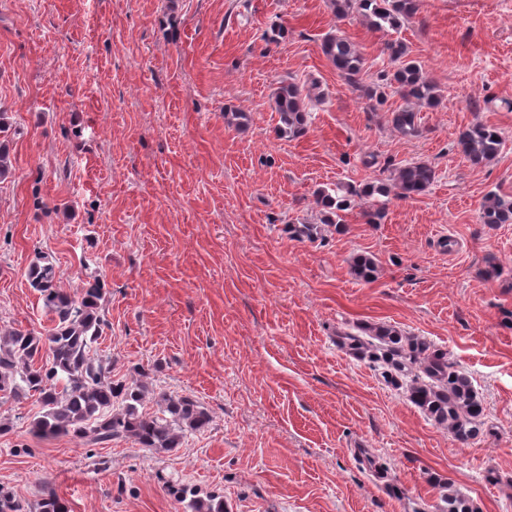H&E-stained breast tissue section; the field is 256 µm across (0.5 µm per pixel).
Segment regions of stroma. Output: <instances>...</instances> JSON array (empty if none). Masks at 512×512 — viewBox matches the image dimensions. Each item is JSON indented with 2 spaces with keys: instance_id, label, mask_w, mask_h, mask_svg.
<instances>
[{
  "instance_id": "1",
  "label": "stroma",
  "mask_w": 512,
  "mask_h": 512,
  "mask_svg": "<svg viewBox=\"0 0 512 512\" xmlns=\"http://www.w3.org/2000/svg\"><path fill=\"white\" fill-rule=\"evenodd\" d=\"M281 29L279 42L266 39ZM347 37L359 85L321 50ZM406 44L442 100L397 132L402 103L364 88ZM326 100L307 133L278 136L280 82ZM0 110L10 167L0 177V331L52 326L28 267L60 286L99 278L98 351L113 379L198 401L212 422L179 448L41 439L36 398L0 403V486L29 508L48 493L69 512H183L178 480L228 512H441L449 482L479 512H512V224L479 221L488 192L512 198V0H421L395 31L336 20L327 0H0ZM247 113L243 126L228 112ZM481 122L505 138L490 164L457 147ZM425 161L437 181L361 206L315 239L313 192L390 183ZM380 272L355 279L349 260ZM391 323L447 350L484 406L456 442L336 345ZM378 269L379 261L372 255L358 254L351 262V272L362 281L375 279Z\"/></svg>"
}]
</instances>
